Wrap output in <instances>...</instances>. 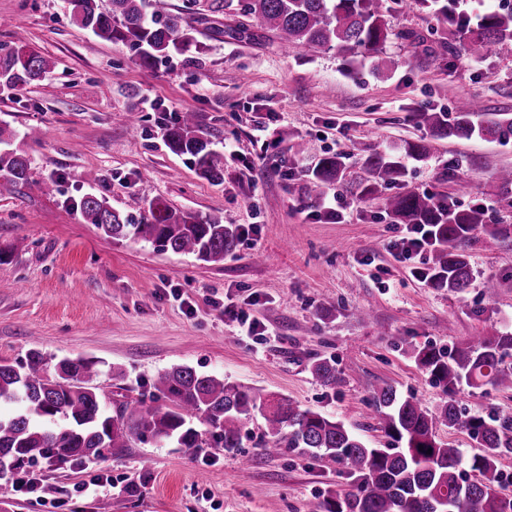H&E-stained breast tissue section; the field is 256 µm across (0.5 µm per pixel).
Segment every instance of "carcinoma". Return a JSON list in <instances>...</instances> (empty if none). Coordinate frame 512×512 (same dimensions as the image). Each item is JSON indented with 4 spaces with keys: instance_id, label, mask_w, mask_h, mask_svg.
Wrapping results in <instances>:
<instances>
[{
    "instance_id": "cac0c4a2",
    "label": "carcinoma",
    "mask_w": 512,
    "mask_h": 512,
    "mask_svg": "<svg viewBox=\"0 0 512 512\" xmlns=\"http://www.w3.org/2000/svg\"><path fill=\"white\" fill-rule=\"evenodd\" d=\"M390 0H206L209 16L240 18L231 27L209 26V38L225 36L251 40L255 34L244 19L256 18L272 31L282 48L335 49L351 60L370 63L383 73L391 61L383 46L392 36L387 17ZM416 7L433 12L438 26L448 30L450 52L484 58L494 46L512 42V8L486 10L471 15L459 0H413ZM73 19L96 36L124 41L138 54L140 65L180 55L200 54L206 45L197 28L164 0H110L103 10L99 0H66ZM53 67L41 54L26 49L22 34L14 44L0 45V85L24 89L40 81ZM420 125L437 138L477 136L499 140L512 135V116L483 112L472 100H462L453 118L446 112L416 113ZM168 147L194 159L198 174L210 182L224 180V162L211 149V141L193 112H183L167 127ZM366 177L359 195L373 198L390 187L400 191L386 198L392 221L426 224L436 239L429 283L460 293L473 274L465 247L478 229H486L480 208L459 209L451 200L407 188V170L394 152L377 143L363 161ZM344 156L321 157L308 176L307 191L319 198L341 179ZM0 176L18 186L29 179L27 159L15 150H0ZM78 209L87 224L112 238L146 240L163 251L192 254L204 262H220L237 244V229L177 211L165 201L149 203L148 216L131 224L107 205L86 195ZM417 364L446 387L448 401L437 413L422 409L392 387L375 389L370 398L372 419L390 440L389 448H372L343 423L280 398L269 401L258 390L178 365L160 373L153 383L156 400L112 405L105 394L87 386L91 364L82 358H65L51 364L32 351L16 364L0 362V473L19 470L44 460L66 464L105 458L104 450L127 448L132 442L173 444L192 454L203 448L232 451L242 445L243 425L259 416L263 420L260 449L266 454L308 455L327 458L353 478L350 489L327 492L309 504L308 512H512V495L504 493L499 457L512 453V413L484 418L468 416L454 399L462 386L512 385V333L496 330L476 336L448 350L425 346L415 355ZM312 373L331 389L343 378L327 359L312 364ZM460 429L476 441L480 452L465 456L460 448L440 441L438 425ZM431 453H426V450ZM481 478H468L466 471Z\"/></svg>"
}]
</instances>
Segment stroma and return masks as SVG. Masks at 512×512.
<instances>
[{
	"instance_id": "stroma-1",
	"label": "stroma",
	"mask_w": 512,
	"mask_h": 512,
	"mask_svg": "<svg viewBox=\"0 0 512 512\" xmlns=\"http://www.w3.org/2000/svg\"><path fill=\"white\" fill-rule=\"evenodd\" d=\"M388 21L397 36L382 52L394 66L382 75L333 49L284 51L258 24L253 40H211L203 54L174 53L146 70L129 44L78 25L65 0H0V43L24 34L27 49L54 63L22 92L0 93V127L30 163L27 184L0 187V361L33 349L82 357L94 362L100 392L147 403L159 372L187 365L339 420L373 448L389 444L369 417L373 389L393 387L438 412L448 395L413 351L512 331V237L477 233L466 250L473 285L434 288L413 274L423 257L406 260L389 247L407 225L391 222L383 198H360L355 188L373 140L400 150L424 139L428 157L404 161L412 187L512 225L495 176L512 168V138L438 139L416 119L428 108L453 112L463 98L512 114V42L476 62L442 50L432 13L409 0H397ZM405 31L413 39H402ZM187 111L222 152L223 182L201 178L166 146L165 125ZM129 112L138 128L121 122ZM299 141L307 153L295 151ZM326 152L346 156L334 192L348 208L337 222L318 215L306 189ZM86 194L135 224L161 198L249 232L222 262L207 263L105 236L72 207ZM487 279L497 285L491 298ZM225 304L255 319L262 335H244ZM324 358L335 361L340 387L313 376L312 363ZM456 399L475 416L512 411V388L466 387ZM248 430L234 452L191 456L140 444L29 472L63 512H307L313 497L346 486L329 461L262 454L259 422ZM98 474L113 489L89 487Z\"/></svg>"
}]
</instances>
